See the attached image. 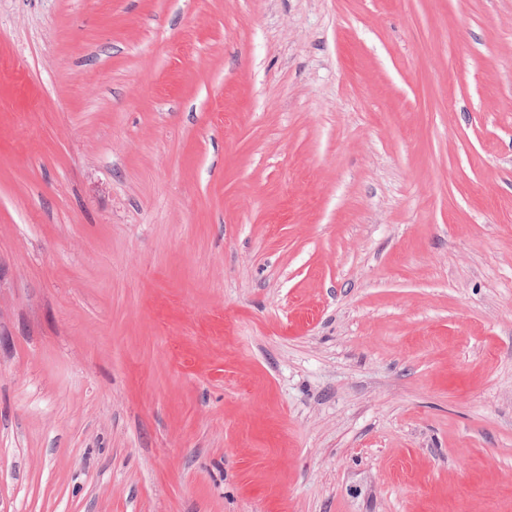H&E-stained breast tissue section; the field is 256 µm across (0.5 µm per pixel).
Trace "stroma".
<instances>
[{"mask_svg": "<svg viewBox=\"0 0 512 512\" xmlns=\"http://www.w3.org/2000/svg\"><path fill=\"white\" fill-rule=\"evenodd\" d=\"M0 512H512V0H0Z\"/></svg>", "mask_w": 512, "mask_h": 512, "instance_id": "obj_1", "label": "stroma"}]
</instances>
